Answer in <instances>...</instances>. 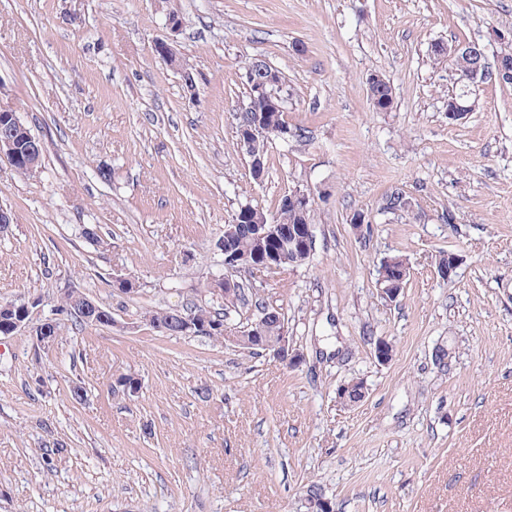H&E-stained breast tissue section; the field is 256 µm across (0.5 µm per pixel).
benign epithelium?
<instances>
[{"label": "benign epithelium", "mask_w": 512, "mask_h": 512, "mask_svg": "<svg viewBox=\"0 0 512 512\" xmlns=\"http://www.w3.org/2000/svg\"><path fill=\"white\" fill-rule=\"evenodd\" d=\"M436 50L443 51L452 59H466L470 61L466 74L461 81L473 83L479 77L486 58L485 52L476 43H462L446 47L439 45ZM153 54L180 74L183 82H195L194 75L190 73L187 64L181 59L171 39H160L154 42ZM246 77L250 86L259 97L265 99L268 107L265 112L256 114L255 118L239 126V145L244 154L250 157L251 172L256 179L263 177V157L258 154V143L268 133L277 131L280 137L288 134L286 128H276L277 113L282 111L281 92L285 88L283 74L271 66L266 60L259 58L254 65L247 67ZM472 91H467L461 97L451 100L448 107V119L463 120L470 113L468 98ZM39 140L29 133L23 125L17 112L10 107L0 106V155L17 162L23 161L30 168H35L38 159L33 157L37 153ZM285 202L294 205L306 213L312 209L311 196L302 190H294L285 196ZM238 233V225L224 226V238L219 241L218 247L224 252V268L231 271L269 270L277 271L285 264L293 263V258L313 250L316 241L315 225L313 224H271L269 227L256 233L260 240L275 241L277 248H261L250 255H240L228 249ZM410 273L405 265L387 263L379 270L378 286L380 294L389 301H395L402 290L404 281ZM213 284L212 298L230 307L235 302L238 289L236 281L227 277L211 279ZM224 335V342L242 347H261L266 353H272L281 360L295 365L300 361V354L288 347V328L284 327L278 336L254 337L247 336L235 327L224 325L219 327ZM367 394L365 384H360L357 392L350 395L346 386L337 390V398L348 407L361 403Z\"/></svg>", "instance_id": "benign-epithelium-1"}]
</instances>
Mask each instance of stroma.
Masks as SVG:
<instances>
[{"instance_id":"stroma-1","label":"stroma","mask_w":512,"mask_h":512,"mask_svg":"<svg viewBox=\"0 0 512 512\" xmlns=\"http://www.w3.org/2000/svg\"><path fill=\"white\" fill-rule=\"evenodd\" d=\"M167 37L195 92L153 55ZM464 42L495 63L512 0H0V106L43 146L28 177L0 157V302L39 321L72 288L112 313L61 318L46 348L0 336V512H306L314 484L335 512H512V84L478 82L475 111L449 120L457 76L435 48ZM256 56L303 132L269 145L259 181L236 134ZM295 189L312 197L309 262L233 278L284 314L297 365L144 321L224 275L241 205L272 213ZM395 191L406 207L388 209ZM444 252L461 259L449 281ZM395 255L410 275L391 302L377 281ZM122 376L136 394H113ZM353 379L368 393L348 408ZM376 75L370 77L368 82L372 83L377 81V83L369 90L370 99L373 102V106L379 111H387L391 109L394 101V91L390 82L381 77V79Z\"/></svg>"}]
</instances>
